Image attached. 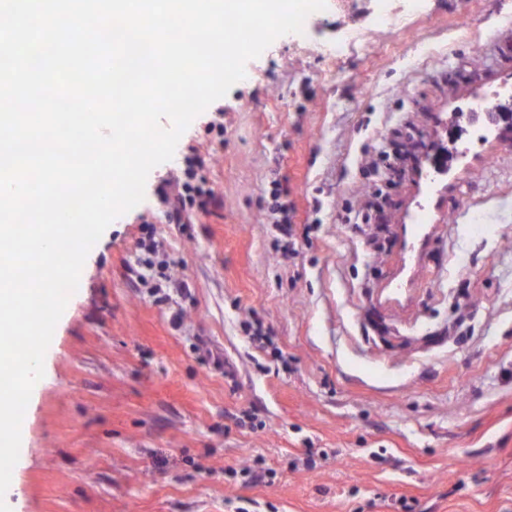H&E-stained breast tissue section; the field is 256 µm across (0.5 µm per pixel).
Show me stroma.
I'll return each mask as SVG.
<instances>
[{
	"mask_svg": "<svg viewBox=\"0 0 512 512\" xmlns=\"http://www.w3.org/2000/svg\"><path fill=\"white\" fill-rule=\"evenodd\" d=\"M377 9L250 60L90 250L11 512H512V0ZM192 150L215 198L171 224ZM424 210L423 207H420L418 211L414 212L411 224L404 225V239L410 251H414L427 237L426 224L428 223Z\"/></svg>",
	"mask_w": 512,
	"mask_h": 512,
	"instance_id": "1",
	"label": "stroma"
}]
</instances>
